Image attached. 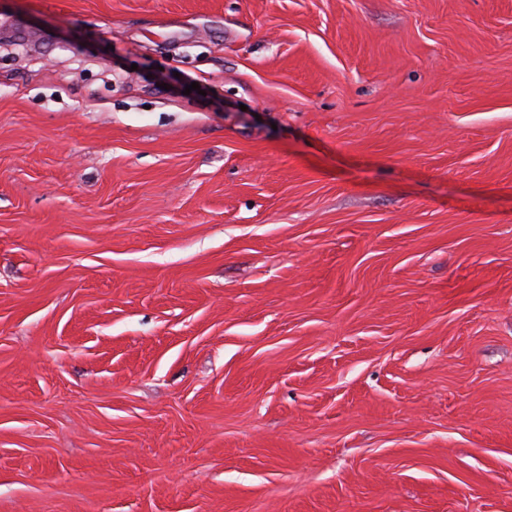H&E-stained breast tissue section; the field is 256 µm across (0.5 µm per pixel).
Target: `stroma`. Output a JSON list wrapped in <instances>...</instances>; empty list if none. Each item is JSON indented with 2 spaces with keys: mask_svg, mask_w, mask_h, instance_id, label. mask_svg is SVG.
Returning <instances> with one entry per match:
<instances>
[{
  "mask_svg": "<svg viewBox=\"0 0 512 512\" xmlns=\"http://www.w3.org/2000/svg\"><path fill=\"white\" fill-rule=\"evenodd\" d=\"M0 512H512V0H0Z\"/></svg>",
  "mask_w": 512,
  "mask_h": 512,
  "instance_id": "35a3bbf8",
  "label": "stroma"
}]
</instances>
